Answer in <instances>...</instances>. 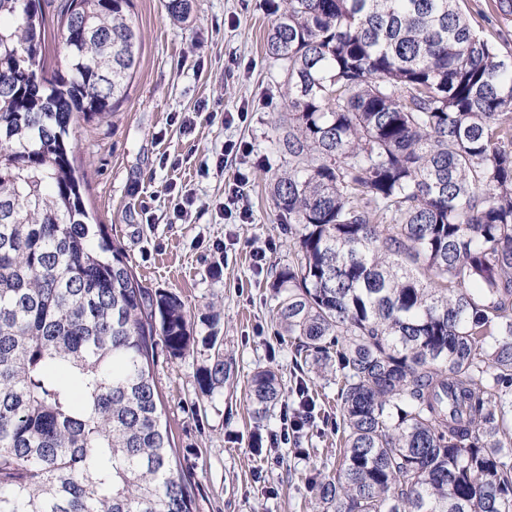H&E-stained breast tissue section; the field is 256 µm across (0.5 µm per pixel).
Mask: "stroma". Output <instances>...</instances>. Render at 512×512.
<instances>
[{"mask_svg": "<svg viewBox=\"0 0 512 512\" xmlns=\"http://www.w3.org/2000/svg\"><path fill=\"white\" fill-rule=\"evenodd\" d=\"M459 5L491 41L512 30L492 0ZM270 6L193 0L179 23L165 0H132L140 46L127 97L114 113L79 117L74 130V165L85 175L94 223L107 227L146 287L181 294L197 336L210 332L201 319L208 308L220 314L217 331L232 362L223 391L199 395L206 350L179 360L161 353L155 366L174 441L199 487L196 512H311L316 481L339 465L336 386L299 371L293 343L275 333L270 282L293 259L295 234L268 187L288 165L271 142L286 100L281 69L265 51ZM187 193L193 204L177 212ZM267 369L282 397L258 421L246 388ZM303 385L313 398L307 422L281 441Z\"/></svg>", "mask_w": 512, "mask_h": 512, "instance_id": "35a3bbf8", "label": "stroma"}]
</instances>
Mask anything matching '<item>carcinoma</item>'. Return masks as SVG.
I'll return each instance as SVG.
<instances>
[{
  "mask_svg": "<svg viewBox=\"0 0 512 512\" xmlns=\"http://www.w3.org/2000/svg\"><path fill=\"white\" fill-rule=\"evenodd\" d=\"M131 0H63L43 76L40 0H0V512H195L162 419L157 348L203 345L201 396L230 379L179 292L151 290L88 223L68 138L113 112L138 60ZM186 20L191 0H166ZM270 193L298 226L270 288L300 370L338 386L319 512H512V50L459 0H282ZM254 374L257 420L280 400Z\"/></svg>",
  "mask_w": 512,
  "mask_h": 512,
  "instance_id": "1",
  "label": "carcinoma"
}]
</instances>
